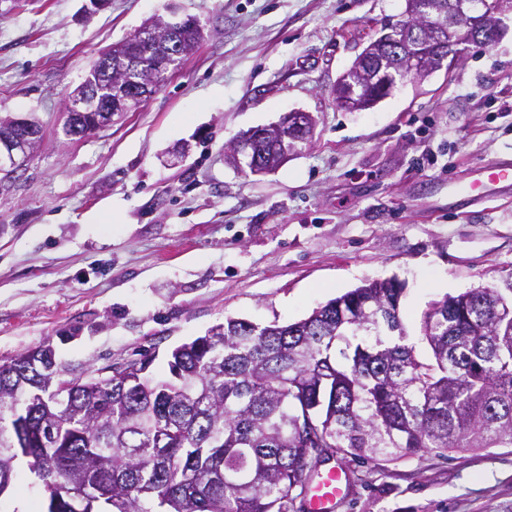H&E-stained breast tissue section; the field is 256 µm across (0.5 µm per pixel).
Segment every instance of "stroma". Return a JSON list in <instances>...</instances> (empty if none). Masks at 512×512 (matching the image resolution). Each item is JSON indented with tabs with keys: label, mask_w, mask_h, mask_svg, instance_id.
I'll list each match as a JSON object with an SVG mask.
<instances>
[{
	"label": "stroma",
	"mask_w": 512,
	"mask_h": 512,
	"mask_svg": "<svg viewBox=\"0 0 512 512\" xmlns=\"http://www.w3.org/2000/svg\"><path fill=\"white\" fill-rule=\"evenodd\" d=\"M404 0H0V114L35 118L24 173L0 189V363L42 344L71 374L151 359L225 318L293 323L372 279L404 286L417 335L444 296L512 281V20L495 45L408 80L367 112L335 87ZM177 10L207 36L138 111L73 140L71 91L99 54ZM311 112V142L252 176L242 130ZM335 512H512V447L379 465L336 456ZM42 501L21 468L0 512Z\"/></svg>",
	"instance_id": "35a3bbf8"
}]
</instances>
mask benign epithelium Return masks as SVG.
<instances>
[{"mask_svg":"<svg viewBox=\"0 0 512 512\" xmlns=\"http://www.w3.org/2000/svg\"><path fill=\"white\" fill-rule=\"evenodd\" d=\"M509 13L512 14V0H448L446 7L414 0L405 5L401 21L385 28L370 41L338 78L337 106L350 112L368 110L388 97L404 80H424L444 64L460 61L469 45L480 42L494 45L504 33L503 18ZM372 45L399 52L398 63L388 66L386 61H381L379 76L382 83L376 90L370 88L372 81L364 68V57ZM443 47L448 49L445 56L440 54ZM67 111L70 115L63 133L65 137L75 139L83 135L80 125L74 122L76 115L99 112L101 103L98 96L89 94L81 101L68 103ZM313 130L311 113L291 111L275 123L240 133L233 143V153L246 161L250 151H241L240 145L272 139L280 150L281 159L285 160L298 150V146L309 141ZM38 139L39 130L28 125V119L9 117V123L0 131V173L16 177L25 170ZM30 365L44 373L56 369L50 351L34 352Z\"/></svg>","mask_w":512,"mask_h":512,"instance_id":"7a95c632","label":"benign epithelium"}]
</instances>
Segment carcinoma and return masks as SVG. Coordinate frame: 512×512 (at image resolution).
Segmentation results:
<instances>
[{
    "mask_svg": "<svg viewBox=\"0 0 512 512\" xmlns=\"http://www.w3.org/2000/svg\"><path fill=\"white\" fill-rule=\"evenodd\" d=\"M153 19L112 45L83 82L110 109L166 83L157 59L171 37ZM180 62L203 37L174 23ZM389 280L354 288L287 324L228 318L169 352L168 372L112 368V380L29 369L31 350L0 364V415L43 432L20 441L0 421V494L26 461L83 488H112L104 512H299L334 456L389 462L434 451L512 446V282L434 302L421 356Z\"/></svg>",
    "mask_w": 512,
    "mask_h": 512,
    "instance_id": "carcinoma-1",
    "label": "carcinoma"
}]
</instances>
